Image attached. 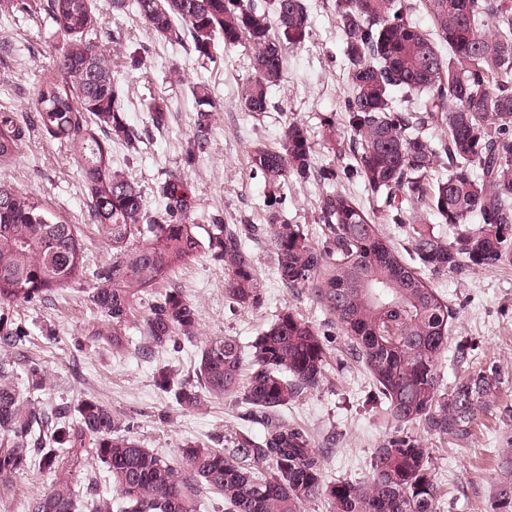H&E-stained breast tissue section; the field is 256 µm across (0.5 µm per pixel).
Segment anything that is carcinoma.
I'll use <instances>...</instances> for the list:
<instances>
[{
  "label": "carcinoma",
  "instance_id": "obj_1",
  "mask_svg": "<svg viewBox=\"0 0 512 512\" xmlns=\"http://www.w3.org/2000/svg\"><path fill=\"white\" fill-rule=\"evenodd\" d=\"M155 36L190 39L199 57L213 59L217 44L253 50L254 77L244 97L247 112H265L271 88L285 69L284 47L309 37L306 0H135ZM433 30L412 20L409 0H334L349 86L343 120L354 163L317 166L306 128L285 123L280 147L258 144L251 171L268 184L270 234L276 274L288 289L305 288L334 317L350 340L351 355L373 380L371 395L397 424L374 450L366 480L327 482L321 451L309 432L287 425L282 409L325 378L324 333L286 310L244 351L234 336L207 340L198 352V384L183 383L166 366L154 385L184 410L208 398L239 394L259 438L237 432L225 448L188 444L182 459H168L128 435L123 417L82 398L55 422L38 401L22 399L11 365L0 362V477L37 468L57 474L34 497L29 512H78L67 473L88 451L113 497L91 490L87 512H198L213 494L224 512H300L321 496L331 512H436V474L430 449L404 430L417 423L429 434L464 439L491 402L500 373L493 364L443 387L438 358L448 348L454 310L425 272L463 271L512 263V0H424ZM43 11L62 38L54 73L43 77L33 106L42 132L75 151L89 219L110 248L92 273L90 305L112 325V345L130 319L153 352L199 331L197 306L182 290L155 288L176 268L206 251L224 269V297L234 309H257L263 299L253 255L243 242L253 225L218 220L200 239L190 220L183 185L160 186L164 212L151 218L145 199L127 175L112 166V144L136 149L122 91L112 75L110 50L98 44L102 29L93 0H46ZM192 94L196 133L185 156L208 146L215 109L206 86ZM446 128L438 137L430 131ZM27 126L0 112V166L19 155ZM448 171L430 181L435 169ZM342 184L361 181L382 201L394 224H409L398 248L379 230L375 212L349 193H323L318 221L323 240L313 245L297 224L280 222L281 188L291 178ZM461 229L448 242L431 221ZM86 274V247L78 228L7 180H0V346L21 349L29 331L7 315ZM31 388L46 383L41 364L27 369ZM267 465L270 472H258ZM512 489V452L501 464L500 490Z\"/></svg>",
  "mask_w": 512,
  "mask_h": 512
}]
</instances>
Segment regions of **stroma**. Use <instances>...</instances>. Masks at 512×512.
Instances as JSON below:
<instances>
[{
	"label": "stroma",
	"mask_w": 512,
	"mask_h": 512,
	"mask_svg": "<svg viewBox=\"0 0 512 512\" xmlns=\"http://www.w3.org/2000/svg\"><path fill=\"white\" fill-rule=\"evenodd\" d=\"M39 2L19 0L14 16H0V42L14 48L11 55L0 54V112L18 113L28 125L19 160L0 168V178L17 184L76 225L93 267L106 260L110 250L88 220L76 156L72 147L43 134L32 107L41 74L53 66L63 47L39 11ZM93 2L101 14L102 37H120L112 47V71L125 92L127 122L142 140L137 153L116 148L112 158L139 187L150 213L160 211V186L176 177L194 203L191 219L200 230H209L217 218L228 224H269L270 213L264 205L268 189L263 178L251 171L249 150L257 143L276 146L290 119L307 129L317 165L350 163L345 129L337 131L340 143L335 152H328L323 139L325 118L340 113L349 91L332 0H308L310 36L301 46L287 48L283 79L271 91L268 111L258 116L245 112L242 102L253 76L249 48H220L213 59H202L191 45L153 38L135 12L112 11L106 0ZM198 83L209 89L216 108L209 147L190 165L183 146L195 132L192 88ZM152 98L169 108L166 128L158 130L151 123L147 103ZM323 192V185L314 181L292 180L283 188L284 219L299 225L314 243L320 239L317 206ZM246 245L259 273L260 308L230 309L224 299V272L208 254H200L169 275L168 285L181 288L199 310L195 343L146 356L141 352L142 338L130 324L124 331L125 346L113 347L104 318L87 300L93 284L87 277L48 300L11 309V319L23 323L30 337L24 352L0 347V360L12 365L14 380L22 389L27 386L28 362L44 367L47 384L39 400L46 413L63 403L95 397L131 418V434L144 447L176 459L186 443L221 448L231 434L247 430L257 436L261 429L241 419L242 405L234 394L207 400L195 410L180 409L156 389V367L166 365L178 378H192L201 344L214 336H233L249 346L277 314L290 309L327 332L329 354L323 382L289 404L281 418L312 434L324 454L326 478L366 479L374 448L394 428L385 406L368 399V372L352 358L348 339L338 331L333 317L307 290L293 291L279 284L269 234L247 240ZM430 281L455 312L448 349L438 363L444 386H452L489 362L498 365L502 383L491 407L475 420L469 438L427 434L415 423L408 430L432 452L437 512H492L500 455L512 448V264L448 271L431 276ZM53 479L48 472L0 479V512H28L31 499L47 490Z\"/></svg>",
	"instance_id": "stroma-1"
}]
</instances>
